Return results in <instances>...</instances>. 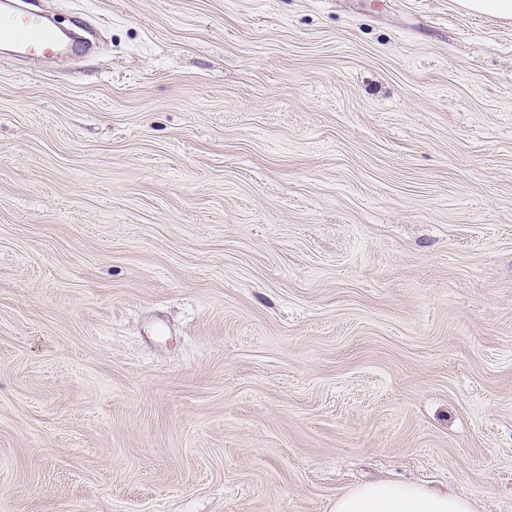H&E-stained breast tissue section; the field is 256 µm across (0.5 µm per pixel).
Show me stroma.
<instances>
[{
    "label": "stroma",
    "instance_id": "stroma-1",
    "mask_svg": "<svg viewBox=\"0 0 512 512\" xmlns=\"http://www.w3.org/2000/svg\"><path fill=\"white\" fill-rule=\"evenodd\" d=\"M0 512H512V21L456 0H13ZM0 41L14 42L24 50H28L34 58L44 55L50 51L51 47L54 49L58 47L52 31L39 18L34 17L1 24ZM334 512H473L471 502L448 490L406 482L372 483L336 499Z\"/></svg>",
    "mask_w": 512,
    "mask_h": 512
}]
</instances>
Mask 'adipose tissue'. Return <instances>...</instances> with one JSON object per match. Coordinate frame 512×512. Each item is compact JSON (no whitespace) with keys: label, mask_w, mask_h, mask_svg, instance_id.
Instances as JSON below:
<instances>
[{"label":"adipose tissue","mask_w":512,"mask_h":512,"mask_svg":"<svg viewBox=\"0 0 512 512\" xmlns=\"http://www.w3.org/2000/svg\"><path fill=\"white\" fill-rule=\"evenodd\" d=\"M334 512H473L471 502L448 491L406 482L372 483L337 498Z\"/></svg>","instance_id":"obj_1"}]
</instances>
